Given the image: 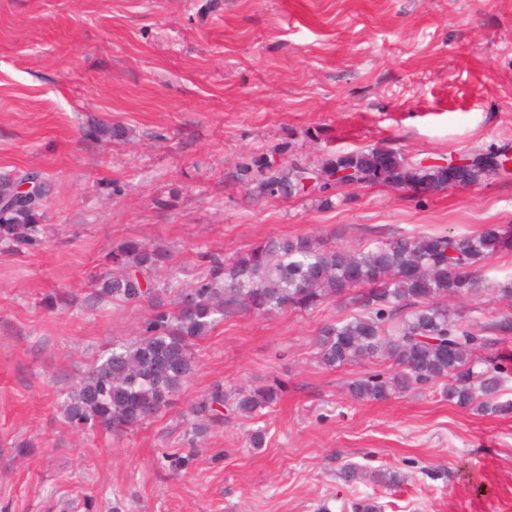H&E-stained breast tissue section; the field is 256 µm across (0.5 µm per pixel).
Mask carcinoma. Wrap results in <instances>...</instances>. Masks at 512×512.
Here are the masks:
<instances>
[{
	"label": "carcinoma",
	"instance_id": "cac0c4a2",
	"mask_svg": "<svg viewBox=\"0 0 512 512\" xmlns=\"http://www.w3.org/2000/svg\"><path fill=\"white\" fill-rule=\"evenodd\" d=\"M120 126L94 122L86 136L118 141ZM501 151L470 154L472 164L460 174L467 184L489 176L491 159ZM352 168L355 186L385 184L447 190L448 174L424 167L382 148L340 153L317 167L293 165L280 173L265 162L267 176L259 183L270 197H299L336 189L331 181L303 186L307 179ZM31 180L38 190L14 196V187ZM51 184L38 171L0 173V246L7 251L43 244L46 202ZM507 244V231L497 224L474 235L418 234L401 236L371 248L351 251L311 235L271 237L228 260L204 256L206 267L191 283L160 268L171 255L151 244L130 241L106 260L125 272L100 274L96 296L126 304L148 302L150 312L139 338L114 343L59 402L66 424L75 429L107 431L137 429L166 409L192 377V341L208 335L224 315L243 310L267 315L290 308L312 309L327 299L351 307L346 316L323 325L315 338L320 366L340 368L361 360H379L394 368L356 377L349 395L358 401L385 402L418 387L443 382L442 395L458 407L498 415L512 414V401L500 400L501 370L497 346L512 334V315L492 325L467 321L450 312L448 297L478 299L480 279L475 267L493 259ZM274 380L238 394L229 401L224 383L214 382L194 400L193 417L207 424L224 421V405L246 417L262 414L281 397ZM175 473L187 470L194 454L175 448L164 456Z\"/></svg>",
	"mask_w": 512,
	"mask_h": 512
}]
</instances>
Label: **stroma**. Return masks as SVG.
Here are the masks:
<instances>
[{"label": "stroma", "instance_id": "35a3bbf8", "mask_svg": "<svg viewBox=\"0 0 512 512\" xmlns=\"http://www.w3.org/2000/svg\"><path fill=\"white\" fill-rule=\"evenodd\" d=\"M92 119L125 139L87 138ZM373 147L430 161L512 150V0H0V170L54 186L46 244L0 254V512H83L87 496L97 512H341L365 495L379 512H512V415L457 407L438 383L353 400L348 382L377 362L315 361L319 328L347 313L336 301L229 314L194 341L191 381L138 430H76L56 403L148 314L94 294L102 257L126 241L169 249L188 284L202 253L230 258L272 236L359 250L512 226V174L437 194L346 187L326 202L259 190L263 161ZM478 276L480 303L449 310L512 314V248ZM62 291L72 311L50 307ZM273 377L286 385L275 406L225 412L193 438L188 408L211 383ZM186 445L194 464L173 474L161 454ZM350 463L400 482L344 481Z\"/></svg>", "mask_w": 512, "mask_h": 512}]
</instances>
